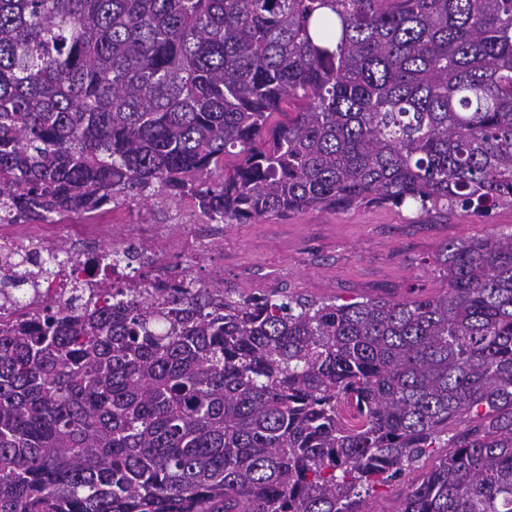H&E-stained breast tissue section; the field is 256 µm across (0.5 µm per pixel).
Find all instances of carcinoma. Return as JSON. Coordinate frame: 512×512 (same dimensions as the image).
I'll use <instances>...</instances> for the list:
<instances>
[{"label":"carcinoma","mask_w":512,"mask_h":512,"mask_svg":"<svg viewBox=\"0 0 512 512\" xmlns=\"http://www.w3.org/2000/svg\"><path fill=\"white\" fill-rule=\"evenodd\" d=\"M157 197L512 207V0H0V218ZM440 265L441 294L341 304L193 276L14 299L0 512H368L432 456L396 512H512V231Z\"/></svg>","instance_id":"1"}]
</instances>
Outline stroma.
<instances>
[{
	"instance_id": "obj_1",
	"label": "stroma",
	"mask_w": 512,
	"mask_h": 512,
	"mask_svg": "<svg viewBox=\"0 0 512 512\" xmlns=\"http://www.w3.org/2000/svg\"><path fill=\"white\" fill-rule=\"evenodd\" d=\"M172 213L158 200L124 207L120 223L101 227L97 242L134 244L138 225L152 224L158 261L136 269L135 277L162 275L170 260L191 265L203 281L220 278L247 294L285 287L341 302L413 286L445 290L437 258L446 243L512 226L509 207L483 215L413 206L307 209L221 226L199 223L194 212L187 223L174 224Z\"/></svg>"
}]
</instances>
